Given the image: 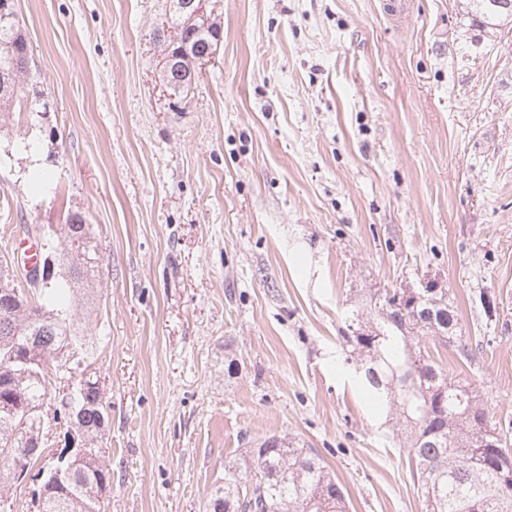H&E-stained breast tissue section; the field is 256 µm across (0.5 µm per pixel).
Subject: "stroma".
Here are the masks:
<instances>
[{"instance_id": "obj_1", "label": "stroma", "mask_w": 512, "mask_h": 512, "mask_svg": "<svg viewBox=\"0 0 512 512\" xmlns=\"http://www.w3.org/2000/svg\"><path fill=\"white\" fill-rule=\"evenodd\" d=\"M169 5L14 0L35 95L0 119V268L73 213L102 245V512H206L273 434L349 512H425L342 336L376 289L443 295L473 355L429 352L512 443V33L466 0H210L223 43L178 100Z\"/></svg>"}]
</instances>
